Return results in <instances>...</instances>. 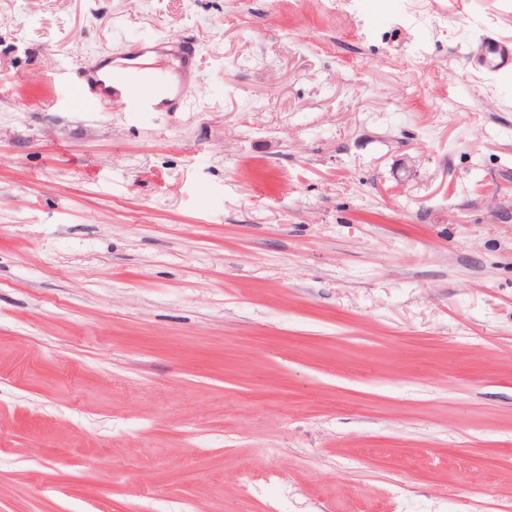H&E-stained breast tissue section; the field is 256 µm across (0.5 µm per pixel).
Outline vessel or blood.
Listing matches in <instances>:
<instances>
[{
	"mask_svg": "<svg viewBox=\"0 0 512 512\" xmlns=\"http://www.w3.org/2000/svg\"><path fill=\"white\" fill-rule=\"evenodd\" d=\"M156 56L174 62L172 75L142 74L132 78L128 69L142 58ZM477 61L495 72L512 71V43L486 38L475 49ZM195 54L180 35L168 34L130 45L121 58L98 55L78 71L75 91L86 109L110 112H180L199 83Z\"/></svg>",
	"mask_w": 512,
	"mask_h": 512,
	"instance_id": "obj_1",
	"label": "vessel or blood"
}]
</instances>
